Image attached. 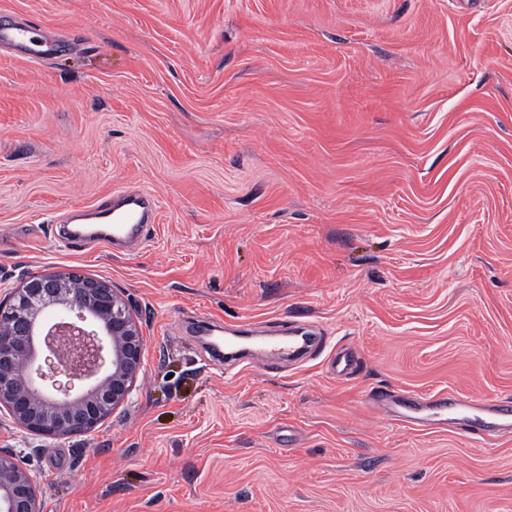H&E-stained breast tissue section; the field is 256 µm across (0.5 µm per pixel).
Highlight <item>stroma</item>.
Listing matches in <instances>:
<instances>
[{
  "label": "stroma",
  "instance_id": "stroma-1",
  "mask_svg": "<svg viewBox=\"0 0 512 512\" xmlns=\"http://www.w3.org/2000/svg\"><path fill=\"white\" fill-rule=\"evenodd\" d=\"M64 50L0 51V294L111 282L144 340L95 431L0 448L42 512H512V433L416 428L370 391L512 401V0H0ZM135 186L149 241L58 247ZM317 325L225 378L184 321Z\"/></svg>",
  "mask_w": 512,
  "mask_h": 512
}]
</instances>
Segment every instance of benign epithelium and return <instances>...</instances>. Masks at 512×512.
Listing matches in <instances>:
<instances>
[{
  "label": "benign epithelium",
  "instance_id": "7a95c632",
  "mask_svg": "<svg viewBox=\"0 0 512 512\" xmlns=\"http://www.w3.org/2000/svg\"><path fill=\"white\" fill-rule=\"evenodd\" d=\"M142 352L133 310L110 284L32 275L0 298V408L36 435L88 434L128 400ZM49 372L66 383L46 390ZM0 512H41L33 476L4 451Z\"/></svg>",
  "mask_w": 512,
  "mask_h": 512
}]
</instances>
